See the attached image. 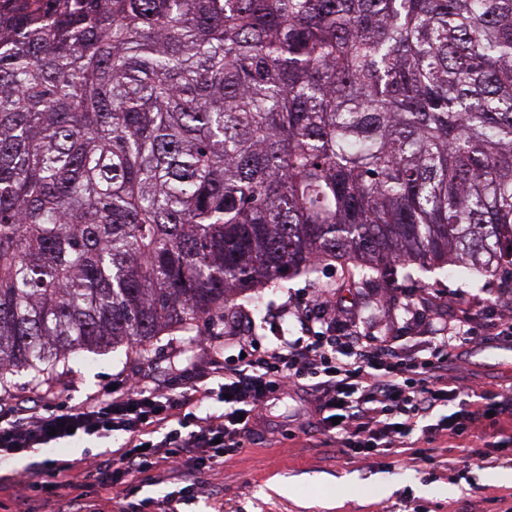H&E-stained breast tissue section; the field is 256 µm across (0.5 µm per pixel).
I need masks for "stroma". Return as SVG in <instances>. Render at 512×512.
Wrapping results in <instances>:
<instances>
[{"instance_id": "35a3bbf8", "label": "stroma", "mask_w": 512, "mask_h": 512, "mask_svg": "<svg viewBox=\"0 0 512 512\" xmlns=\"http://www.w3.org/2000/svg\"><path fill=\"white\" fill-rule=\"evenodd\" d=\"M327 289L336 303L337 326L363 335L396 342L405 356L422 355L443 329L456 325L467 313L476 324L512 316V275L492 283H473L461 270L403 272L354 283L347 267H319L310 278L296 277L263 292L261 315H253L246 297L226 305L223 313L207 316L188 328L154 340L149 349L117 348L98 354L73 353L40 377L22 373L12 377L5 392L11 402L51 407L108 386H120L124 375L153 376L174 386L170 362L176 349H189L195 339L224 337L230 324L262 342L293 337L297 327L282 318L289 298L314 295ZM448 376L462 380L466 391L438 410L439 416L459 415L467 406L493 401L512 388V342L475 334L461 357L448 361ZM314 414L311 397L285 390L260 410L242 452L225 456L209 470L185 466L171 483L113 488L118 497L154 498L146 512H162L167 494L190 487L186 512H489L493 498L512 504V482L495 483V471L512 470V439L491 435L486 441L464 435L449 448L447 431L418 425L410 448L354 454L339 447L319 428L306 427ZM106 442L74 439L58 448L36 450L41 462L64 459L75 480H82L89 460L105 450ZM276 483L291 485L292 494L273 491Z\"/></svg>"}]
</instances>
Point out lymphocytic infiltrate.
Masks as SVG:
<instances>
[{
	"label": "lymphocytic infiltrate",
	"instance_id": "lymphocytic-infiltrate-1",
	"mask_svg": "<svg viewBox=\"0 0 512 512\" xmlns=\"http://www.w3.org/2000/svg\"><path fill=\"white\" fill-rule=\"evenodd\" d=\"M332 307L328 294L310 303L286 307L298 325L293 339L273 346L241 328L223 341L200 337L197 344L205 364L173 360L183 379L179 393H164L149 380L129 379L120 394L94 392L81 401L41 411L0 398V460L68 438L69 434L109 438L120 435L117 448L101 452L74 484L68 463L54 461L37 468L35 481L16 499L18 512H31L32 502L52 508L71 499L69 512H143L139 503L108 497L112 485L156 478L158 471L174 473L185 465L212 468L225 452L243 449L256 411L288 387L309 392L317 406L320 430L356 451L400 448L413 436L420 420L434 414L457 394L444 373L453 351L471 341L464 326L434 345L429 357L411 363L386 341L357 332H324ZM238 350L227 358L226 350ZM225 395L222 412L201 413L203 401ZM512 409V392L493 406L474 404L461 420L447 423L449 437L468 431L483 437L503 430V413ZM80 494H73V487Z\"/></svg>",
	"mask_w": 512,
	"mask_h": 512
}]
</instances>
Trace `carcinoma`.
<instances>
[{"label":"carcinoma","instance_id":"cac0c4a2","mask_svg":"<svg viewBox=\"0 0 512 512\" xmlns=\"http://www.w3.org/2000/svg\"><path fill=\"white\" fill-rule=\"evenodd\" d=\"M323 261L512 269V0L0 9V384Z\"/></svg>","mask_w":512,"mask_h":512}]
</instances>
